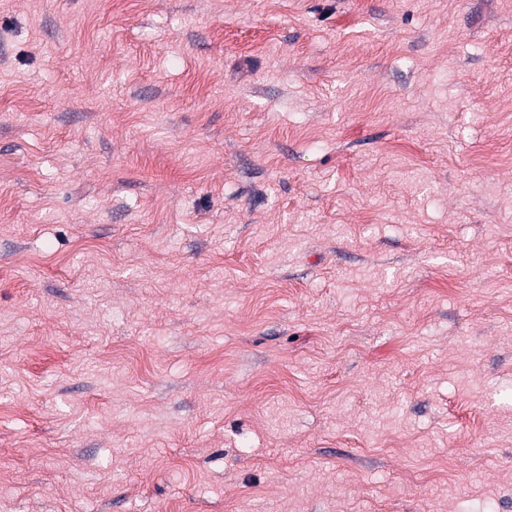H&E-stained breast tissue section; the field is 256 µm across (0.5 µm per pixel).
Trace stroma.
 I'll return each instance as SVG.
<instances>
[{
  "label": "stroma",
  "instance_id": "35a3bbf8",
  "mask_svg": "<svg viewBox=\"0 0 512 512\" xmlns=\"http://www.w3.org/2000/svg\"><path fill=\"white\" fill-rule=\"evenodd\" d=\"M512 0H0V512H512Z\"/></svg>",
  "mask_w": 512,
  "mask_h": 512
}]
</instances>
